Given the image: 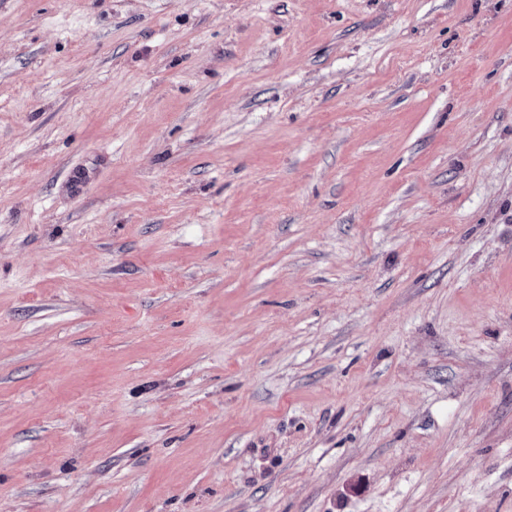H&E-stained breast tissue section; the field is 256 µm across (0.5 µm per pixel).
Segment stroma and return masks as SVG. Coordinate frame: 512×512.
<instances>
[{
    "label": "stroma",
    "mask_w": 512,
    "mask_h": 512,
    "mask_svg": "<svg viewBox=\"0 0 512 512\" xmlns=\"http://www.w3.org/2000/svg\"><path fill=\"white\" fill-rule=\"evenodd\" d=\"M0 512H512V0H0Z\"/></svg>",
    "instance_id": "obj_1"
}]
</instances>
